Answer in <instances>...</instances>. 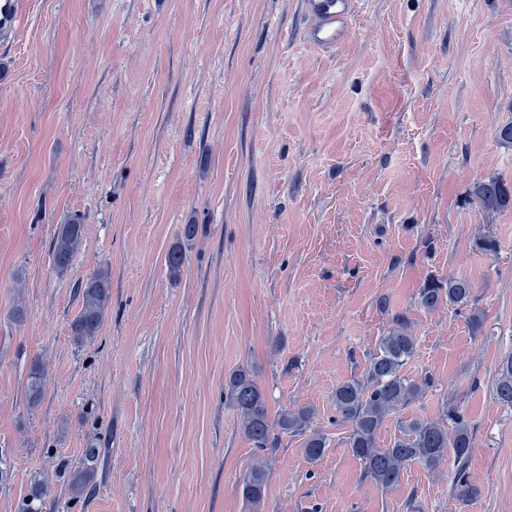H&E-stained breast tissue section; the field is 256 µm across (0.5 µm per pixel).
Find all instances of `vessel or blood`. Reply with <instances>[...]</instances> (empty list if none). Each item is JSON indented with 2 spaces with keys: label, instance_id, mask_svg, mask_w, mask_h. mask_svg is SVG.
Returning <instances> with one entry per match:
<instances>
[{
  "label": "vessel or blood",
  "instance_id": "1",
  "mask_svg": "<svg viewBox=\"0 0 512 512\" xmlns=\"http://www.w3.org/2000/svg\"><path fill=\"white\" fill-rule=\"evenodd\" d=\"M302 4L312 19L304 35L307 43L333 48L348 36L356 0H302Z\"/></svg>",
  "mask_w": 512,
  "mask_h": 512
}]
</instances>
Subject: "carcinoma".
<instances>
[{"label":"carcinoma","instance_id":"cac0c4a2","mask_svg":"<svg viewBox=\"0 0 512 512\" xmlns=\"http://www.w3.org/2000/svg\"><path fill=\"white\" fill-rule=\"evenodd\" d=\"M483 205L491 210L512 204V187L499 179H489L477 186ZM85 227L75 216L56 226L52 253L56 269L65 271L84 240ZM186 261L182 247L171 249L166 256L169 275L179 277ZM81 308L70 322L74 341L83 343L97 336L106 311L112 302V283L107 270L101 269L77 288ZM473 301V286L465 278L443 279L431 276L420 288L418 303L426 310L442 304L464 307ZM408 318L397 314L392 327L380 337L376 351L370 355L366 372L342 382L336 387L333 402L336 422L349 427L347 443L352 455L363 463V479L383 490L395 486L403 471L412 465L436 473L448 463V449H453V489L462 501H471L479 490L467 473L472 432L464 414L456 409L445 410L438 419L415 418L402 425V436L388 444L379 441L386 419L396 410L419 399L430 387L428 377L411 379L405 373L406 365L416 353L417 341L406 331ZM495 396L512 405V355L505 357L495 379ZM44 394V368L34 366L28 386V404L37 406ZM224 403L239 414V427L252 445L273 456L284 433H307L312 419L308 407L287 409L277 418L269 416L265 395L255 381L252 371L242 367L224 384ZM327 447V438L320 432L308 433L303 455L310 461L319 460ZM101 458L99 440L92 439L83 449L77 469L69 472V489L75 496L90 495L92 482ZM268 472L264 465L252 467L241 482L242 497L250 512H263L266 502ZM49 494L48 482L36 483L23 512H41L34 502H42Z\"/></svg>","mask_w":512,"mask_h":512}]
</instances>
